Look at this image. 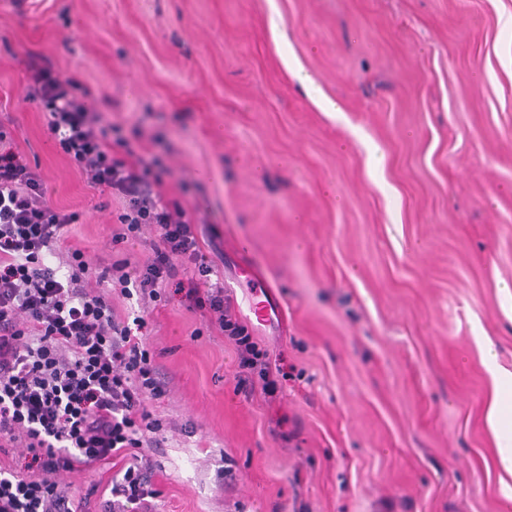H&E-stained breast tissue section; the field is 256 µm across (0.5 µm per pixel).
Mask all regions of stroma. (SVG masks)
Wrapping results in <instances>:
<instances>
[{
  "label": "stroma",
  "instance_id": "stroma-1",
  "mask_svg": "<svg viewBox=\"0 0 512 512\" xmlns=\"http://www.w3.org/2000/svg\"><path fill=\"white\" fill-rule=\"evenodd\" d=\"M35 61L151 142L269 355L240 376L191 273L106 286L167 390L156 512H512L484 361L512 371V0H0V151L79 215L51 266L97 271L158 233L113 243L124 204L61 151Z\"/></svg>",
  "mask_w": 512,
  "mask_h": 512
}]
</instances>
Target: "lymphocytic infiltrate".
Wrapping results in <instances>:
<instances>
[{
	"label": "lymphocytic infiltrate",
	"instance_id": "lymphocytic-infiltrate-1",
	"mask_svg": "<svg viewBox=\"0 0 512 512\" xmlns=\"http://www.w3.org/2000/svg\"><path fill=\"white\" fill-rule=\"evenodd\" d=\"M49 130L91 185L125 203L118 240L155 226L159 242L140 264L115 261L90 272L81 249L68 247L66 276L46 262L73 213L50 207L38 168L0 153V453L21 449L24 472L0 466V512H88L89 497L69 493L62 474L120 465L107 485L110 512H153L159 491L149 451L162 447L163 424L151 404L165 395L147 343L132 334L100 285L105 281L160 299L181 271L206 288L199 307L215 313L236 345L241 370L268 371L266 353L244 325L192 228L182 197L160 188L167 167L149 144L103 129L85 112L79 83L37 71Z\"/></svg>",
	"mask_w": 512,
	"mask_h": 512
}]
</instances>
